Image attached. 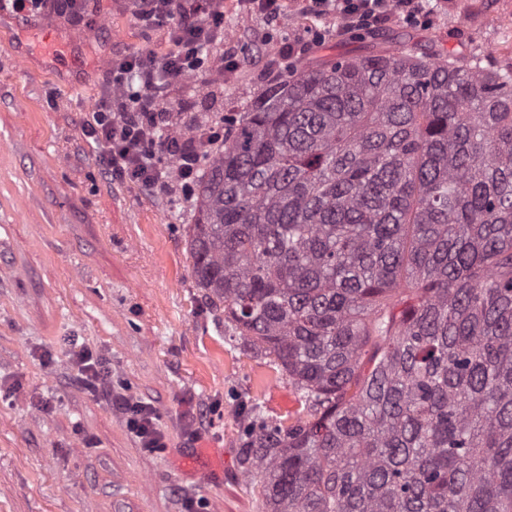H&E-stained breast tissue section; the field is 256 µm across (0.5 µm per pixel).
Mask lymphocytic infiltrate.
<instances>
[{"mask_svg": "<svg viewBox=\"0 0 512 512\" xmlns=\"http://www.w3.org/2000/svg\"><path fill=\"white\" fill-rule=\"evenodd\" d=\"M139 26L164 31V52L113 54L107 86L82 127L107 178L129 180L147 191L190 201L196 174L224 141V120L194 124L190 135H176V122L190 109L183 103L181 80L199 74L211 48L224 43V0H133ZM301 10L334 15L346 28L370 31L390 17L426 23L424 0H301ZM79 382L92 394L113 399L128 429L149 453L164 447L150 405L116 397L106 383L105 362L86 349L74 351Z\"/></svg>", "mask_w": 512, "mask_h": 512, "instance_id": "obj_1", "label": "lymphocytic infiltrate"}]
</instances>
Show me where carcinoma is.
<instances>
[{"instance_id":"obj_1","label":"carcinoma","mask_w":512,"mask_h":512,"mask_svg":"<svg viewBox=\"0 0 512 512\" xmlns=\"http://www.w3.org/2000/svg\"><path fill=\"white\" fill-rule=\"evenodd\" d=\"M197 192V285L314 410L243 429L269 512H512V68L293 72Z\"/></svg>"}]
</instances>
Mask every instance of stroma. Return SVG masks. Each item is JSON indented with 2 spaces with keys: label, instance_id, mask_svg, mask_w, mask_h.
<instances>
[{
  "label": "stroma",
  "instance_id": "stroma-1",
  "mask_svg": "<svg viewBox=\"0 0 512 512\" xmlns=\"http://www.w3.org/2000/svg\"><path fill=\"white\" fill-rule=\"evenodd\" d=\"M88 0L97 25L77 48L73 25L0 14V512H267L241 465L248 419L308 416L273 357L256 353L198 288L187 234L193 204L106 178L82 126L113 53L166 49L165 34ZM432 22L392 17L371 32L304 16L281 28L241 7L224 12L240 67L197 105L245 112L279 80V50L310 40L297 69L389 52L492 55L512 65V0H430ZM112 369L113 392L151 404L164 448L144 451L123 414L76 383L70 346ZM212 471L205 479L204 471Z\"/></svg>",
  "mask_w": 512,
  "mask_h": 512
}]
</instances>
